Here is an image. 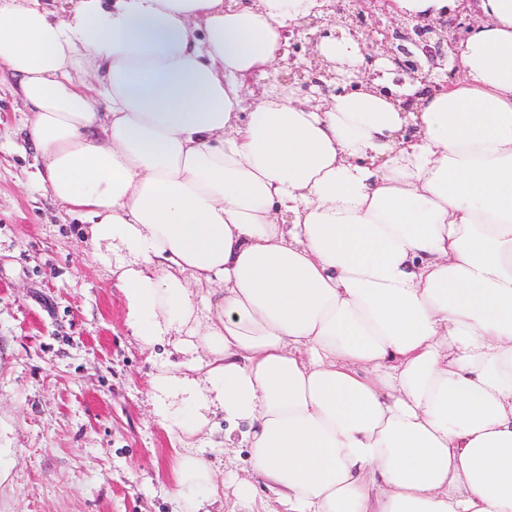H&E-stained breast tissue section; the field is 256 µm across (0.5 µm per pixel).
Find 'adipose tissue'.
I'll return each mask as SVG.
<instances>
[{"label":"adipose tissue","mask_w":512,"mask_h":512,"mask_svg":"<svg viewBox=\"0 0 512 512\" xmlns=\"http://www.w3.org/2000/svg\"><path fill=\"white\" fill-rule=\"evenodd\" d=\"M327 2L0 0V63L134 335L181 356L150 390L189 512L224 499L220 419L246 512H512V0H461L454 79L382 92L343 32L313 58L357 87L244 104ZM229 429H233L232 436L240 437V432L245 429V426L229 425L223 421L219 427L213 432L205 431L196 437V445L198 448L193 450L200 451L201 454L206 456L209 460L214 461L218 467L216 471V478L218 481H227L230 477L243 478L247 475L249 470V454L247 448H226L224 453L215 454L212 447H216L219 443L224 442V433L227 434ZM217 456L219 460H217Z\"/></svg>","instance_id":"adipose-tissue-1"}]
</instances>
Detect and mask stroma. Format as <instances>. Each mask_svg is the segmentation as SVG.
<instances>
[{
	"label": "stroma",
	"instance_id": "stroma-1",
	"mask_svg": "<svg viewBox=\"0 0 512 512\" xmlns=\"http://www.w3.org/2000/svg\"><path fill=\"white\" fill-rule=\"evenodd\" d=\"M28 107L0 67V512H176L158 371L94 261L81 217L34 179ZM228 424L197 436L217 479L245 477L249 454L215 456Z\"/></svg>",
	"mask_w": 512,
	"mask_h": 512
}]
</instances>
